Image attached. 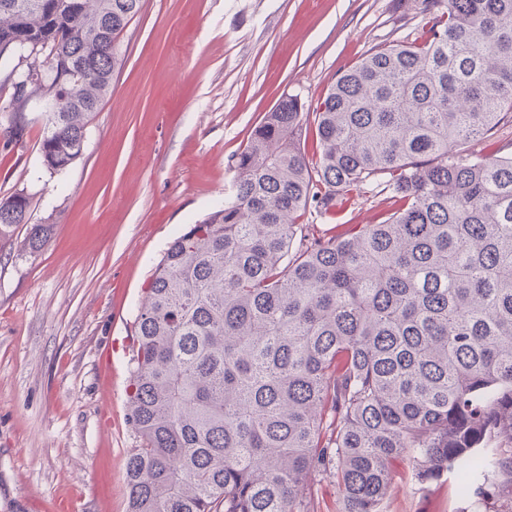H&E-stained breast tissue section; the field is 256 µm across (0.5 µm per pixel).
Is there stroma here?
<instances>
[{
	"mask_svg": "<svg viewBox=\"0 0 512 512\" xmlns=\"http://www.w3.org/2000/svg\"><path fill=\"white\" fill-rule=\"evenodd\" d=\"M421 0H143L124 65L64 171L42 168L44 121L6 145L0 198L24 188L52 227L0 261V512H127L134 321L165 248L222 207L232 161L282 95L316 108L371 49L414 37ZM454 478L396 472L382 512H478ZM51 229V225L48 224H31L27 237L20 242L12 256L22 258L37 253L50 236Z\"/></svg>",
	"mask_w": 512,
	"mask_h": 512,
	"instance_id": "35a3bbf8",
	"label": "stroma"
}]
</instances>
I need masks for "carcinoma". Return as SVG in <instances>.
Returning <instances> with one entry per match:
<instances>
[{
  "label": "carcinoma",
  "instance_id": "1",
  "mask_svg": "<svg viewBox=\"0 0 512 512\" xmlns=\"http://www.w3.org/2000/svg\"><path fill=\"white\" fill-rule=\"evenodd\" d=\"M0 0V90L23 140L25 75L50 102L86 61L69 111L44 113L41 164L61 172L123 63L143 0ZM421 34L371 51L316 111L282 96L232 166L233 198L157 263L135 320L125 464L129 512H380L393 467L451 473L484 512L512 486V154L461 146L512 123V0H423ZM316 125L320 152L304 143ZM380 181L378 224L315 235ZM33 195L0 199V242ZM52 225L32 224L15 257Z\"/></svg>",
  "mask_w": 512,
  "mask_h": 512
}]
</instances>
